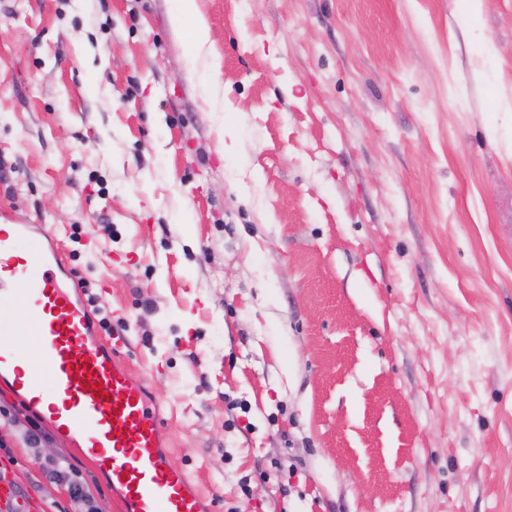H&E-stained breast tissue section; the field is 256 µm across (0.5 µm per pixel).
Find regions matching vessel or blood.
<instances>
[{"mask_svg":"<svg viewBox=\"0 0 512 512\" xmlns=\"http://www.w3.org/2000/svg\"><path fill=\"white\" fill-rule=\"evenodd\" d=\"M57 237L31 239L14 225L0 235V308L24 316L0 326V378L11 379L27 408L48 409L56 433L90 458L112 486L122 512H204L191 475L169 463L172 438L157 399L120 356L123 331L103 340L73 276H60ZM36 338L31 356L22 344ZM0 512H41L0 480Z\"/></svg>","mask_w":512,"mask_h":512,"instance_id":"b4317fda","label":"vessel or blood"}]
</instances>
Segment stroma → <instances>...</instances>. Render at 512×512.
Returning <instances> with one entry per match:
<instances>
[{"instance_id": "stroma-1", "label": "stroma", "mask_w": 512, "mask_h": 512, "mask_svg": "<svg viewBox=\"0 0 512 512\" xmlns=\"http://www.w3.org/2000/svg\"><path fill=\"white\" fill-rule=\"evenodd\" d=\"M0 0L41 224L213 512H512V0ZM236 146L224 148V129ZM0 381V477L71 512ZM193 22V40L198 48L205 47L211 38V30L198 12L196 0H178L172 13L171 23L181 27L187 22Z\"/></svg>"}]
</instances>
